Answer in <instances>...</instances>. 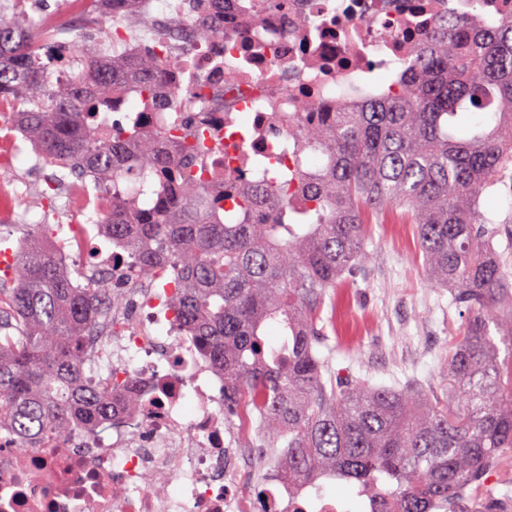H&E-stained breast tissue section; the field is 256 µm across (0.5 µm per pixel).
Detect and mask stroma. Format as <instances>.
<instances>
[{"label": "stroma", "instance_id": "stroma-1", "mask_svg": "<svg viewBox=\"0 0 512 512\" xmlns=\"http://www.w3.org/2000/svg\"><path fill=\"white\" fill-rule=\"evenodd\" d=\"M365 252L347 307L324 306L333 369L373 386L413 383L446 397L444 359L460 324L447 289L426 279L415 235L370 225Z\"/></svg>", "mask_w": 512, "mask_h": 512}]
</instances>
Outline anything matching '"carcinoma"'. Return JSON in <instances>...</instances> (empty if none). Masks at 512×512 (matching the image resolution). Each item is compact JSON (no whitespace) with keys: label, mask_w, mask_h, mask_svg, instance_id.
Returning <instances> with one entry per match:
<instances>
[{"label":"carcinoma","mask_w":512,"mask_h":512,"mask_svg":"<svg viewBox=\"0 0 512 512\" xmlns=\"http://www.w3.org/2000/svg\"><path fill=\"white\" fill-rule=\"evenodd\" d=\"M191 10L199 38H224L212 23L224 0H191ZM42 40L37 24L0 10V108L16 110L55 182L74 177L106 199L100 223L135 257L134 277L160 289L183 340L224 371V408L254 412L271 446L284 442L288 489L333 477L375 490L387 475L401 512H427L512 454V272L482 212L487 190L512 193V17H439L415 67L394 79L399 92L367 93L358 111L306 126L297 149H318L320 167L271 163L249 193L224 202L202 176L203 132L92 128L130 86L154 103L170 64L160 46L107 57L80 33L52 58ZM61 58L79 70L53 81L48 65ZM490 108L491 120L457 126L459 113ZM131 176L140 188L126 186ZM388 211L415 225L427 275L450 290L461 319L446 402L411 386H360L320 354L328 289L356 281L366 225ZM62 232L0 233V429L23 448L69 443L80 424L112 415V395L87 375L103 363L134 402L109 337L125 298L97 265L72 285L61 253L44 245ZM271 327L277 347L265 341Z\"/></svg>","instance_id":"obj_1"}]
</instances>
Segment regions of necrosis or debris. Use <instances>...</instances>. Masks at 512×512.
Listing matches in <instances>:
<instances>
[{
  "mask_svg": "<svg viewBox=\"0 0 512 512\" xmlns=\"http://www.w3.org/2000/svg\"><path fill=\"white\" fill-rule=\"evenodd\" d=\"M164 41L171 68L156 88H181L182 110L135 111L143 129L179 121L207 130V175L222 171L242 195L260 177L251 160L278 151L282 164L320 166L297 153L298 123L354 107V88L378 71L400 72L444 13L512 15V0H224L223 40L193 37L188 0H132ZM132 314L112 343L133 352L138 398L117 404L101 427H80L72 448H0V512H394L390 495L357 489L352 501L292 495L283 477L260 480L261 433L247 420L226 427L224 375L184 343L147 287L125 290ZM159 474L163 483L147 486ZM428 512H512V481L500 470L449 492Z\"/></svg>",
  "mask_w": 512,
  "mask_h": 512,
  "instance_id": "necrosis-or-debris-1",
  "label": "necrosis or debris"
}]
</instances>
